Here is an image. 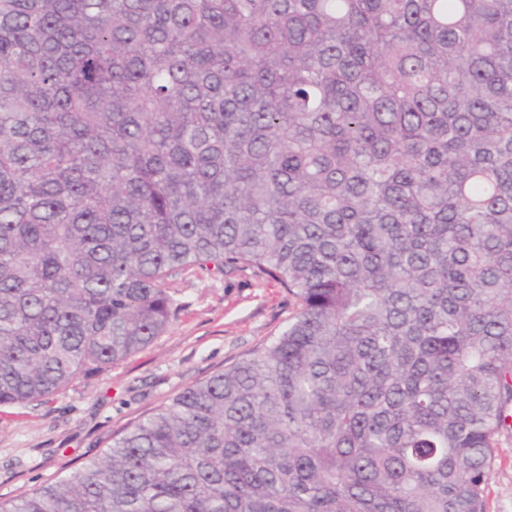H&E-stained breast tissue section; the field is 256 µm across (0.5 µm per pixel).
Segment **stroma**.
Wrapping results in <instances>:
<instances>
[{
    "mask_svg": "<svg viewBox=\"0 0 512 512\" xmlns=\"http://www.w3.org/2000/svg\"><path fill=\"white\" fill-rule=\"evenodd\" d=\"M169 286L176 311L151 344L46 400L0 408L1 498L25 495L98 456L130 422L267 342L295 310L285 288L250 269H188ZM487 512H512V435L496 450Z\"/></svg>",
    "mask_w": 512,
    "mask_h": 512,
    "instance_id": "35a3bbf8",
    "label": "stroma"
}]
</instances>
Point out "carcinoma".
Listing matches in <instances>:
<instances>
[{
	"label": "carcinoma",
	"mask_w": 512,
	"mask_h": 512,
	"mask_svg": "<svg viewBox=\"0 0 512 512\" xmlns=\"http://www.w3.org/2000/svg\"><path fill=\"white\" fill-rule=\"evenodd\" d=\"M254 268L269 343L0 512H486L512 429V0H0V407Z\"/></svg>",
	"instance_id": "1"
}]
</instances>
